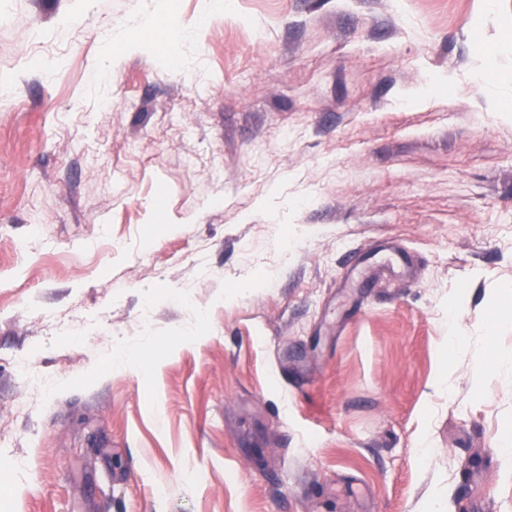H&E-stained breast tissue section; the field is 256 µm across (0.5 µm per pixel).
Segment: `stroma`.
I'll return each instance as SVG.
<instances>
[{"label":"stroma","mask_w":512,"mask_h":512,"mask_svg":"<svg viewBox=\"0 0 512 512\" xmlns=\"http://www.w3.org/2000/svg\"><path fill=\"white\" fill-rule=\"evenodd\" d=\"M0 82V512H512V0H0Z\"/></svg>","instance_id":"35a3bbf8"}]
</instances>
